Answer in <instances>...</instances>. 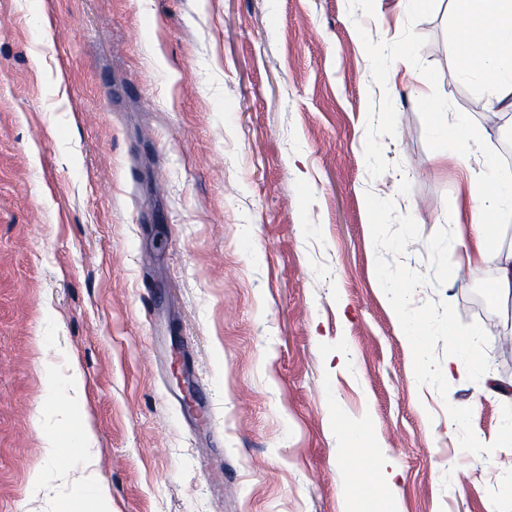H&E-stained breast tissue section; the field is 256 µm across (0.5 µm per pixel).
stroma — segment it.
Returning <instances> with one entry per match:
<instances>
[{
	"mask_svg": "<svg viewBox=\"0 0 512 512\" xmlns=\"http://www.w3.org/2000/svg\"><path fill=\"white\" fill-rule=\"evenodd\" d=\"M456 14L0 0V512H61L78 478L112 512H512V450L462 452L447 411L471 408L488 439L504 401L487 384L512 392V297L489 290L494 263L468 266L464 147L429 130V104L447 105L512 178V117L474 110L491 94L457 58ZM369 190L417 222L413 270L451 227V278L413 302L480 323V381L418 387ZM82 411L94 465L48 456ZM361 421L369 445L348 448Z\"/></svg>",
	"mask_w": 512,
	"mask_h": 512,
	"instance_id": "1",
	"label": "stroma"
}]
</instances>
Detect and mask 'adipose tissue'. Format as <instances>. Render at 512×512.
<instances>
[{
	"label": "adipose tissue",
	"mask_w": 512,
	"mask_h": 512,
	"mask_svg": "<svg viewBox=\"0 0 512 512\" xmlns=\"http://www.w3.org/2000/svg\"><path fill=\"white\" fill-rule=\"evenodd\" d=\"M462 6L456 45L464 68L490 86L497 104L512 108V0H458ZM476 203L471 235L482 259L495 262L494 294L512 293V250L502 251L497 218L504 204H512V181H488L485 170L470 173Z\"/></svg>",
	"instance_id": "obj_1"
}]
</instances>
